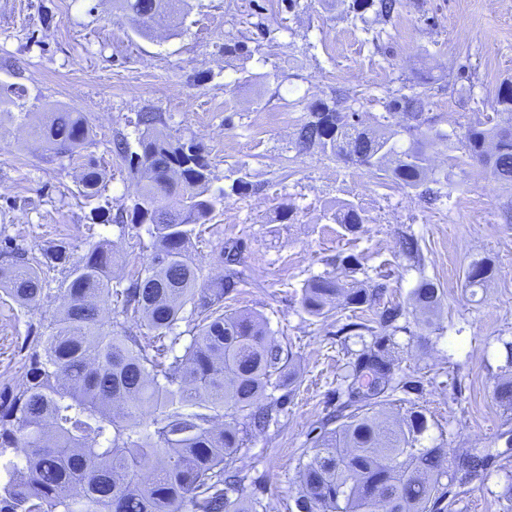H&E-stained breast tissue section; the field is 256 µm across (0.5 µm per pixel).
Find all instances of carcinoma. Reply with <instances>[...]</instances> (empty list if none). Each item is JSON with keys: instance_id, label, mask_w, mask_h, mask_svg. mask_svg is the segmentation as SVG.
<instances>
[{"instance_id": "obj_1", "label": "carcinoma", "mask_w": 512, "mask_h": 512, "mask_svg": "<svg viewBox=\"0 0 512 512\" xmlns=\"http://www.w3.org/2000/svg\"><path fill=\"white\" fill-rule=\"evenodd\" d=\"M133 30L150 37L170 27L185 0H113ZM403 0H351L353 16L381 48L383 30L394 23ZM429 78L416 89L386 102L387 114L422 119L409 126V146L398 150L395 132L378 121L360 129L336 117V106L351 96L338 91L319 100L297 128L304 150L330 152L336 160L383 173L399 186L420 191L432 204L442 197L441 181L429 176L423 126L430 107ZM492 107L501 120H477L463 127L460 141L468 158L493 177L512 183V82L500 85ZM161 113L145 107L137 115L138 150L125 138L115 154L127 161L140 184L115 223L126 230L146 226L151 252L143 266L115 274L112 241L88 242L74 254L60 241L36 255L4 237L0 248V291L18 307H41L54 280L53 314L46 331L26 336L21 377L0 382V512H259L249 492L239 453L265 431L281 398L261 403L268 388L293 383V355L270 336L261 316L224 310V299L245 283L243 245L224 246V277L201 280L191 258L192 240L201 237L225 191H211V168L192 141L160 129ZM54 156L81 158L90 128L82 112L61 108L44 113L32 127ZM97 165L80 164L78 186L87 199L98 196ZM175 219L161 220L162 211ZM331 220L355 235L365 221L362 209L337 204ZM61 279H56V274ZM492 276L483 260L469 264L466 287L482 288ZM385 292L355 278L318 276L302 291L301 306L325 317L340 300L356 311L370 309ZM416 306L435 309L440 291L428 280L413 292ZM401 306L378 313L377 327L397 331ZM374 336L344 377L342 402L320 426L312 455L300 465L299 512H442L441 504L484 456L477 449L443 468L441 447L423 444L426 415L413 408L391 422L378 407L406 386L388 338L364 322L340 331ZM499 403L512 408V378L495 386ZM337 423L332 428L330 424Z\"/></svg>"}]
</instances>
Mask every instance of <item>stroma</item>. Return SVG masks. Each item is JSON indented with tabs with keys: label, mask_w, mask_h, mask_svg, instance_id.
I'll use <instances>...</instances> for the list:
<instances>
[{
	"label": "stroma",
	"mask_w": 512,
	"mask_h": 512,
	"mask_svg": "<svg viewBox=\"0 0 512 512\" xmlns=\"http://www.w3.org/2000/svg\"><path fill=\"white\" fill-rule=\"evenodd\" d=\"M349 2L186 0L176 29L143 38L112 0H0V88L15 91L0 112V230L27 249L66 238L79 255L90 238L103 237L119 254L137 255L133 239L107 220L138 192L112 140L122 134L136 142L138 112H161L168 133L201 148L213 190L227 192L193 250L195 263L204 276L222 277V249L241 240L250 278L224 307L260 313L294 356L285 409L242 450L251 488L268 512H299L298 467L313 430L336 409L349 363L373 341L341 331L364 321V313L339 306L314 317L301 306L305 284L351 254L361 263L358 279L385 283V302L404 312L392 353L401 375L419 387L397 391L386 412L421 409L427 443L443 448L446 463L473 448L492 452L455 486L445 512H512L504 496L512 410L494 396L497 380L512 373L503 347L512 341V223L505 219L512 183L472 164L458 139L462 126L491 115L498 87L512 81V0H404L379 52ZM235 43L242 51L225 53ZM462 65L475 73L465 100L446 88L449 71ZM423 74L432 78L434 127L449 135L428 152L432 175L444 181L436 204L296 146L294 132L310 105L340 89L356 97L363 122L387 117L408 145L403 116H386L383 101L408 93ZM53 106L89 119L83 158L104 174L96 204L77 192L80 160L48 157L29 135ZM241 176L250 189L230 192ZM339 200L363 209L361 233L347 234L330 220ZM410 234L420 258L401 249ZM475 260L494 274L471 290L465 272ZM424 279L441 292L428 315L411 298ZM39 321V313L0 303V376H19L21 338Z\"/></svg>",
	"instance_id": "1"
}]
</instances>
